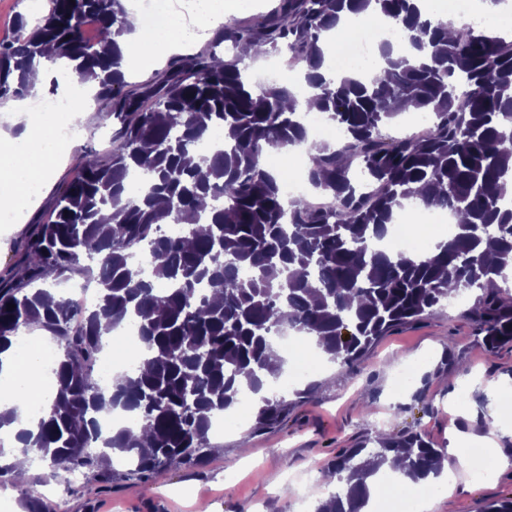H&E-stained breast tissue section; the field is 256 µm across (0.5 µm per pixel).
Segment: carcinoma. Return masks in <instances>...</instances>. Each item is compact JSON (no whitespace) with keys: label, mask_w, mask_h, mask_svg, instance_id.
Masks as SVG:
<instances>
[{"label":"carcinoma","mask_w":512,"mask_h":512,"mask_svg":"<svg viewBox=\"0 0 512 512\" xmlns=\"http://www.w3.org/2000/svg\"><path fill=\"white\" fill-rule=\"evenodd\" d=\"M372 9L416 56H391L365 78L326 80L323 34L346 13ZM97 28L87 44L88 22ZM0 43V100L22 98L30 72L61 63L80 77L101 73L96 100L115 120L110 150L91 153L57 195L54 219L30 241L20 280L0 281V354L19 332L45 330L60 354L36 426L17 451L48 463L44 480L84 469L109 479L113 458L150 474L203 463L213 422L248 393L256 423L280 422L288 400L274 392L285 360L280 334L315 340L328 360L357 372L361 356L390 329L434 312L457 293L476 297L467 315L491 352L512 343V40L485 24L424 14L418 0H277L253 25L224 22L211 46L171 59L157 78L125 81L118 37L136 28L123 0H50L33 26ZM225 43L231 57L217 55ZM265 45L289 56L308 92L255 83L237 49ZM469 97L457 108L461 84ZM411 100L429 117L422 136H383ZM343 134L309 139L299 102ZM218 137L209 154L198 144ZM301 149L308 182L331 195L321 211L289 199L285 174L267 169L271 150ZM450 210L455 231L435 248L387 254L376 242L398 212ZM182 226L176 236L159 223ZM93 275L97 302L72 324L73 303L33 284L53 273ZM15 305L8 309L7 304ZM133 325L146 351L110 388L95 363L103 336ZM121 409L141 435H103L97 412ZM404 492L429 476L439 449L418 431L378 433L336 456L328 493L314 512H365L388 456Z\"/></svg>","instance_id":"cac0c4a2"}]
</instances>
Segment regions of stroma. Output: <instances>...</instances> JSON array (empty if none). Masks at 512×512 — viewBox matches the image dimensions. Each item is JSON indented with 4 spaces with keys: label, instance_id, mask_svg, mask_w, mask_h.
I'll return each mask as SVG.
<instances>
[{
    "label": "stroma",
    "instance_id": "35a3bbf8",
    "mask_svg": "<svg viewBox=\"0 0 512 512\" xmlns=\"http://www.w3.org/2000/svg\"><path fill=\"white\" fill-rule=\"evenodd\" d=\"M80 135L67 148L41 189V203L23 224L0 226V280L10 281L45 221L56 194L79 172L87 152H104L112 127L89 108L78 119ZM473 295L449 298L441 309L402 325L376 343L358 375L324 360L288 389L291 406L280 424L259 428L253 413L224 430L220 450L201 466L160 471L149 480L121 475L102 482L93 474L60 473L42 483L45 467L34 461L24 485L0 474V512H23L21 501L40 497L55 512H313L330 486V462L375 430L421 432L435 447L469 448L474 436L495 439L494 468L482 475L452 465L453 491L433 494V512H484L512 497V345L487 351L464 311ZM413 379L393 389L399 365ZM500 385L490 392L488 382Z\"/></svg>",
    "mask_w": 512,
    "mask_h": 512
}]
</instances>
